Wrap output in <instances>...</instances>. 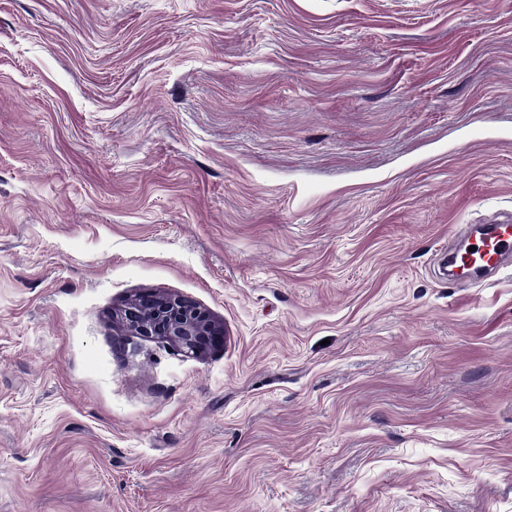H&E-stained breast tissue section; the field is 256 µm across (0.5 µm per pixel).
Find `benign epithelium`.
Wrapping results in <instances>:
<instances>
[{"instance_id":"obj_1","label":"benign epithelium","mask_w":512,"mask_h":512,"mask_svg":"<svg viewBox=\"0 0 512 512\" xmlns=\"http://www.w3.org/2000/svg\"><path fill=\"white\" fill-rule=\"evenodd\" d=\"M122 320L136 335L161 339L192 356L223 342L213 316L188 298L144 292L124 309Z\"/></svg>"}]
</instances>
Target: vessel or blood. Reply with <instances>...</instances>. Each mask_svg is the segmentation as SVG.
<instances>
[{
  "label": "vessel or blood",
  "mask_w": 512,
  "mask_h": 512,
  "mask_svg": "<svg viewBox=\"0 0 512 512\" xmlns=\"http://www.w3.org/2000/svg\"><path fill=\"white\" fill-rule=\"evenodd\" d=\"M512 262V224H485L480 226L471 248H460L450 258L449 267L458 269L460 277L483 279Z\"/></svg>",
  "instance_id": "vessel-or-blood-1"
}]
</instances>
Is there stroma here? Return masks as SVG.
Instances as JSON below:
<instances>
[{
	"label": "stroma",
	"mask_w": 512,
	"mask_h": 512,
	"mask_svg": "<svg viewBox=\"0 0 512 512\" xmlns=\"http://www.w3.org/2000/svg\"><path fill=\"white\" fill-rule=\"evenodd\" d=\"M506 216L512 0H0V512H512ZM511 221L500 224L480 226L473 241L455 252L449 259L448 266L461 268L452 273L469 280H482L487 273H496L512 258V224ZM473 246L474 252L468 251ZM122 320L136 335L164 340L192 356L223 342L213 316L188 298L144 292L124 309Z\"/></svg>",
	"instance_id": "1"
}]
</instances>
